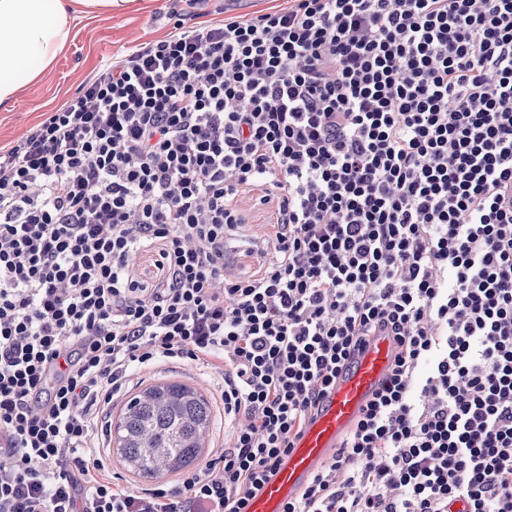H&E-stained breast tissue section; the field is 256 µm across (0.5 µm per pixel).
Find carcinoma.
I'll return each mask as SVG.
<instances>
[{"label": "carcinoma", "mask_w": 512, "mask_h": 512, "mask_svg": "<svg viewBox=\"0 0 512 512\" xmlns=\"http://www.w3.org/2000/svg\"><path fill=\"white\" fill-rule=\"evenodd\" d=\"M212 410L207 397L180 382L137 391L109 427L113 453L128 471L151 481L193 468L203 455Z\"/></svg>", "instance_id": "obj_1"}]
</instances>
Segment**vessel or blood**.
<instances>
[{
	"label": "vessel or blood",
	"instance_id": "vessel-or-blood-1",
	"mask_svg": "<svg viewBox=\"0 0 512 512\" xmlns=\"http://www.w3.org/2000/svg\"><path fill=\"white\" fill-rule=\"evenodd\" d=\"M395 355L392 337L366 341L293 438L276 472L248 499L245 512H284L286 504L301 495L311 477L334 459L363 408L386 381Z\"/></svg>",
	"mask_w": 512,
	"mask_h": 512
}]
</instances>
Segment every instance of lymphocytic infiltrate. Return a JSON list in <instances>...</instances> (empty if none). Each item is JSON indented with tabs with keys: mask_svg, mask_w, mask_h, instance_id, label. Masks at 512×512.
<instances>
[{
	"mask_svg": "<svg viewBox=\"0 0 512 512\" xmlns=\"http://www.w3.org/2000/svg\"><path fill=\"white\" fill-rule=\"evenodd\" d=\"M287 2L0 149V512H241L379 329L386 385L285 512H512V0ZM174 358L245 422L173 493L114 487L102 406Z\"/></svg>",
	"mask_w": 512,
	"mask_h": 512,
	"instance_id": "lymphocytic-infiltrate-1",
	"label": "lymphocytic infiltrate"
}]
</instances>
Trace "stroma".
I'll use <instances>...</instances> for the list:
<instances>
[{"label":"stroma","instance_id":"1","mask_svg":"<svg viewBox=\"0 0 512 512\" xmlns=\"http://www.w3.org/2000/svg\"><path fill=\"white\" fill-rule=\"evenodd\" d=\"M287 0H206L191 8L185 0H124L111 13L80 16L72 22L71 41L57 62L39 80L22 89L8 105H0V147L24 136L42 118L78 92L96 68L107 60L130 53L172 32L175 14H182L185 26L235 16H253L270 8L286 6ZM129 392L115 395L104 407L115 417L130 392L158 381H177L196 387L209 399L213 423L202 463L215 459L241 416L226 414L221 400L224 378L220 370L190 359L162 362L152 369L130 367Z\"/></svg>","mask_w":512,"mask_h":512}]
</instances>
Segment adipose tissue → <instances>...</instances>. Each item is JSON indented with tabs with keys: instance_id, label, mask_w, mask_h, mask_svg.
I'll use <instances>...</instances> for the list:
<instances>
[{
	"instance_id": "ef3b65f1",
	"label": "adipose tissue",
	"mask_w": 512,
	"mask_h": 512,
	"mask_svg": "<svg viewBox=\"0 0 512 512\" xmlns=\"http://www.w3.org/2000/svg\"><path fill=\"white\" fill-rule=\"evenodd\" d=\"M70 38L63 0H0V104L37 81Z\"/></svg>"
}]
</instances>
